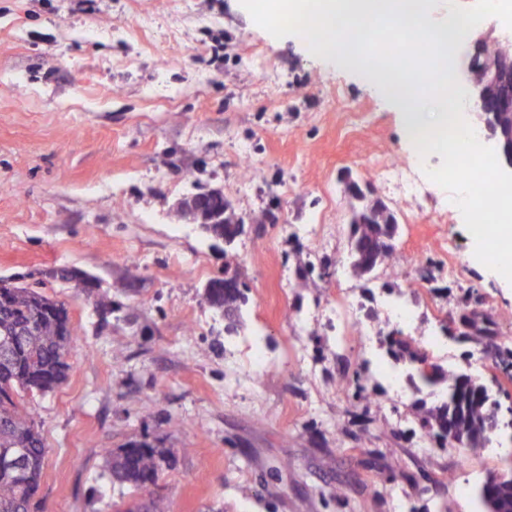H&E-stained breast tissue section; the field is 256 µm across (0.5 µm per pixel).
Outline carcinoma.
Returning a JSON list of instances; mask_svg holds the SVG:
<instances>
[{
    "label": "carcinoma",
    "mask_w": 512,
    "mask_h": 512,
    "mask_svg": "<svg viewBox=\"0 0 512 512\" xmlns=\"http://www.w3.org/2000/svg\"><path fill=\"white\" fill-rule=\"evenodd\" d=\"M186 213L228 241L244 224L219 191L211 195L205 209L196 210L185 203L179 214ZM350 226L351 269L357 278L367 279L391 261L399 225L393 212L374 200L353 212ZM207 301L224 314L225 320L234 321L245 298L239 288H213ZM74 339L65 303L8 280L0 285V457L20 456L18 465H0V512H45L38 494L47 448L26 398L52 392L67 381L71 370L67 354ZM387 345V355L395 363L409 365L411 384L419 380L427 386H440L447 393L441 403L418 408L421 433L446 439L451 426L464 434L468 447H484L490 437L492 412L487 386L466 373L439 365L431 371L424 369L426 357L399 333L387 335ZM167 453L147 443H132L117 452L105 450V464L116 479L147 492L157 483ZM479 497L482 503H491L495 512H512V485L483 486ZM117 512H169V507L163 498L151 495Z\"/></svg>",
    "instance_id": "carcinoma-1"
}]
</instances>
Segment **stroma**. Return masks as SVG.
I'll return each mask as SVG.
<instances>
[{
	"label": "stroma",
	"mask_w": 512,
	"mask_h": 512,
	"mask_svg": "<svg viewBox=\"0 0 512 512\" xmlns=\"http://www.w3.org/2000/svg\"><path fill=\"white\" fill-rule=\"evenodd\" d=\"M347 103L366 123L350 124ZM394 162L415 196L386 179ZM440 164L414 158L396 111L356 76L300 36L271 38L240 0H0V278L41 285L75 331L67 382L36 399L48 512L136 497L104 460L134 442L170 449L154 492L171 512H481L512 433L451 448L418 430L430 388L377 374L359 404L336 392L388 333L455 326L464 305L494 333L449 337L439 363L507 382L512 283L471 260L461 211L425 175ZM352 180L397 218L393 291L384 270L352 273ZM208 189L244 219L232 243L176 212ZM60 267L98 291L44 280ZM227 271L249 297L231 336L204 298ZM403 301L422 324L388 314ZM260 336L272 365L257 374Z\"/></svg>",
	"instance_id": "obj_1"
}]
</instances>
